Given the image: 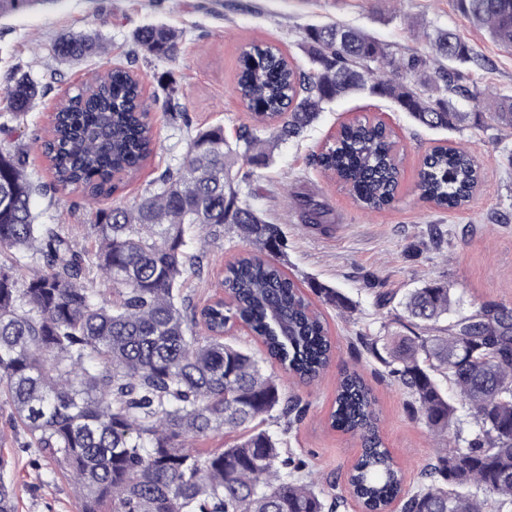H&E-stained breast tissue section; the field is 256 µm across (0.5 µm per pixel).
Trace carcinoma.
Returning a JSON list of instances; mask_svg holds the SVG:
<instances>
[{
	"instance_id": "1",
	"label": "carcinoma",
	"mask_w": 512,
	"mask_h": 512,
	"mask_svg": "<svg viewBox=\"0 0 512 512\" xmlns=\"http://www.w3.org/2000/svg\"><path fill=\"white\" fill-rule=\"evenodd\" d=\"M61 2L0 0V18ZM455 7L512 49V0H455ZM133 40L154 58L179 57L181 34L164 24L137 29ZM102 45L97 31L69 32L53 51L71 64ZM301 49L304 66L268 44L244 52L236 90L257 125L232 143L220 126L196 132L182 164L166 169L138 204L90 213L99 242L92 263L62 227L38 223L32 199L40 186L27 172V151L0 146V396L36 449L32 464L54 463L73 482L80 512H337L341 505L301 478L307 463L283 455L280 439L257 423L276 411L293 423L306 412L265 364L311 383L332 366L336 346L302 284L283 270L281 229L240 197V185L272 164L279 143L300 138L325 105L350 94L387 99L429 129L464 126L477 113L459 111L457 100L477 102L480 92L461 67L485 69L488 60L449 29L437 31L428 53L397 58L357 27L311 25ZM5 91L15 120L39 93L29 74L15 70ZM487 115L511 128L512 96ZM155 145L140 82L121 66L97 78L91 94L69 97L44 142L54 190L92 198L111 197ZM316 161L364 210L396 199L401 172L391 134L373 122L341 126ZM479 180L469 150L435 146L423 158L417 188L435 206L457 209ZM226 224L254 250L228 263V300L192 313L211 332L201 343L181 309V287L185 274L201 267L195 233L216 240ZM92 267L112 286V300L92 288ZM309 287L341 312L354 311L339 289ZM400 306L419 333L363 336L361 343L407 391L438 450L419 488L404 492L380 435L373 390L357 370L344 368L330 420L361 443L349 493L364 512H484L489 496L498 498V512H512V307L486 304L455 315L451 288L437 282L409 291ZM238 321L265 356L224 340L225 325ZM462 411L472 419L467 428ZM221 430L236 441L207 455L193 449ZM3 470L0 458V512H17Z\"/></svg>"
}]
</instances>
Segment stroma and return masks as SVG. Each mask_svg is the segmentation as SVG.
<instances>
[{"instance_id":"stroma-1","label":"stroma","mask_w":512,"mask_h":512,"mask_svg":"<svg viewBox=\"0 0 512 512\" xmlns=\"http://www.w3.org/2000/svg\"><path fill=\"white\" fill-rule=\"evenodd\" d=\"M331 22L361 28L406 53L426 51L427 36L435 29L452 30L491 62L490 69L470 70V80L482 97L477 103L461 101L460 110L472 112L477 104L512 96V50L473 27L456 11L453 0H65L52 9L0 19V76L17 67L40 85L39 95L19 122L11 120L0 91V143L23 146L30 175L52 183L53 170L42 142L60 103L95 73L116 65L128 67L142 83L158 132L155 155L109 199L113 205H135L165 169L182 163L187 141L197 130L220 124L232 141L243 127L252 125V115L235 91L244 50L268 43L300 63L303 29ZM151 23L180 31L177 62L145 56L134 43L133 32ZM80 30L99 31L104 54L60 64L52 51L56 37ZM169 70L175 79L170 87L158 81ZM364 119L384 120L393 129L402 173L396 202L374 213L361 210L348 189L313 160L315 152L333 143L341 124ZM442 137L449 145L471 151L483 172L469 206L459 211L434 207L416 189L422 159ZM511 154L512 129L470 123L442 136L414 123L386 100L349 96L326 105L303 139L282 144L274 165L259 171L249 189V203L266 220L279 224L288 241V275L339 289L355 302L356 310L349 316L324 303L318 309L336 342L337 365L358 367L373 388L383 441L410 490L420 485L421 473L434 456L433 437L411 416L408 394L389 379L360 339L400 331V300L430 281L450 285L463 314L488 303L512 305V164L507 161ZM305 201L323 206V223H306L301 209ZM35 205L41 223L60 225L72 233L80 249L94 253L96 238L87 226L89 206L79 194L52 193L37 198ZM245 247L230 225L222 238L205 245L200 272L188 274L183 284V295L192 307L213 301L225 265ZM369 275L375 277V287H366ZM380 293L391 299L382 309L376 305ZM282 389L302 397L307 415L292 427L285 419H271L266 430L280 439L283 454L303 456L318 480L343 487L360 446L328 424L335 371L313 384L286 383ZM11 413L0 401V456L9 462L18 512H80L74 487L53 464L31 468L29 437L14 427Z\"/></svg>"}]
</instances>
